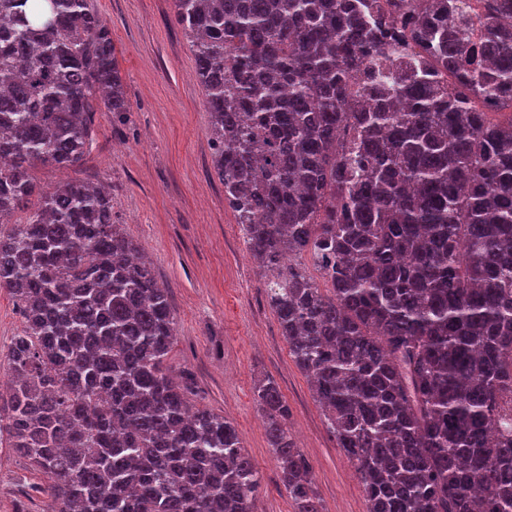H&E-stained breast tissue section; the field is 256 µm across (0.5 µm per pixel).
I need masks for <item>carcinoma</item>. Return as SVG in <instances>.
I'll return each mask as SVG.
<instances>
[{
  "label": "carcinoma",
  "mask_w": 512,
  "mask_h": 512,
  "mask_svg": "<svg viewBox=\"0 0 512 512\" xmlns=\"http://www.w3.org/2000/svg\"><path fill=\"white\" fill-rule=\"evenodd\" d=\"M173 0L214 163L288 352L368 512H512V0ZM397 54L419 58L404 81ZM126 112L88 0H0V289L23 330L0 449L46 512H253L235 426L168 372V292L80 164ZM318 277H313L309 268ZM255 401L295 512H324L267 378Z\"/></svg>",
  "instance_id": "obj_1"
}]
</instances>
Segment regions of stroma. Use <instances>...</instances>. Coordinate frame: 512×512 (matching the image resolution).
Instances as JSON below:
<instances>
[{
  "label": "stroma",
  "instance_id": "obj_1",
  "mask_svg": "<svg viewBox=\"0 0 512 512\" xmlns=\"http://www.w3.org/2000/svg\"><path fill=\"white\" fill-rule=\"evenodd\" d=\"M116 49L129 110L96 112L92 152L59 171L35 166L44 189L58 182L103 183L112 219L144 250L174 310L168 364L189 376L193 404L223 415L261 475L254 512H294L253 388L274 380L287 426L312 468L325 512H367L354 466L329 433L304 372L271 308L214 167L210 112L196 62L172 0H88ZM27 460L0 450V512H45Z\"/></svg>",
  "mask_w": 512,
  "mask_h": 512
}]
</instances>
